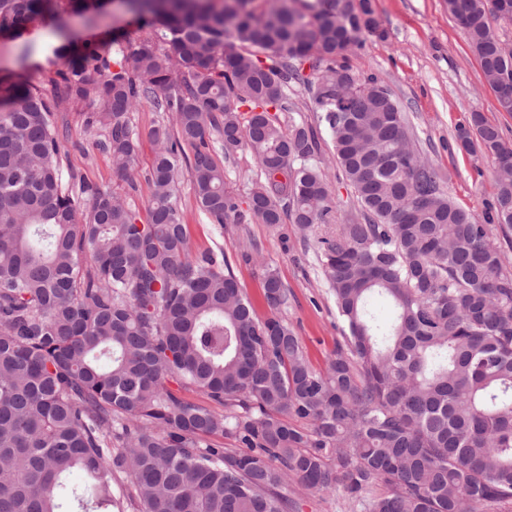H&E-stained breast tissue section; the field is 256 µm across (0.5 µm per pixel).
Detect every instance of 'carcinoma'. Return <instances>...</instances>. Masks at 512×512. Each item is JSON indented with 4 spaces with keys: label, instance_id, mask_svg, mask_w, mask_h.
Instances as JSON below:
<instances>
[{
    "label": "carcinoma",
    "instance_id": "cac0c4a2",
    "mask_svg": "<svg viewBox=\"0 0 512 512\" xmlns=\"http://www.w3.org/2000/svg\"><path fill=\"white\" fill-rule=\"evenodd\" d=\"M57 2L0 0V32L56 18ZM494 2L445 8L512 112V47L493 29L512 15ZM123 5L152 39L111 54L65 37L53 97L0 89V512H294L280 492L290 480L343 488L353 512L512 504V144L470 113L456 146L494 160L495 198L482 218L449 199L400 106L347 61L384 37L371 0ZM294 83L359 203L344 223L316 130L277 116L296 111ZM142 102L173 118L148 132L144 220L108 189L63 181L51 122L55 108L86 113L128 178ZM216 143L228 160L254 158L247 201L226 188ZM185 170L213 224L336 225L316 240L344 323L323 368L277 316L289 292L276 271L263 274L272 316L260 319L224 250H191L175 195Z\"/></svg>",
    "mask_w": 512,
    "mask_h": 512
}]
</instances>
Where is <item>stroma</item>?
<instances>
[{"label": "stroma", "instance_id": "obj_1", "mask_svg": "<svg viewBox=\"0 0 512 512\" xmlns=\"http://www.w3.org/2000/svg\"><path fill=\"white\" fill-rule=\"evenodd\" d=\"M372 4L385 36L365 38L350 54V65L360 74L381 79L408 113L417 147L440 173L443 190L477 216H484L495 197L494 163L482 154L458 151L455 129L476 111L512 141V113L500 109L478 58L442 0H372ZM59 22L79 43L102 50L135 46L151 35L149 27L126 14L114 0L97 13L61 12ZM53 40L52 25L39 20L22 35L0 37V81L25 82L53 93L59 71L67 66L61 58L46 62V49ZM26 48L31 51L27 59L22 56ZM131 121L142 141L132 178L127 181L115 173L111 156L99 149L100 133L87 127L83 114L61 109L53 116L54 128L65 142V175L117 192L142 215L152 198L148 174L154 145L147 133L157 124H171L172 117L141 106L132 112ZM319 165L339 219L347 220L357 213L358 203L336 167L329 140L321 142ZM178 205L193 251L223 248L259 317L270 314L261 297L263 273L268 268L278 272L289 291L288 305L280 316L300 337L311 364L323 367L340 342L341 332L333 297L316 261L315 233L288 222L275 228L251 223L243 231L234 224L211 223L198 210L187 175L180 181ZM285 492L299 502V512H351L340 490L307 491L291 482Z\"/></svg>", "mask_w": 512, "mask_h": 512}]
</instances>
